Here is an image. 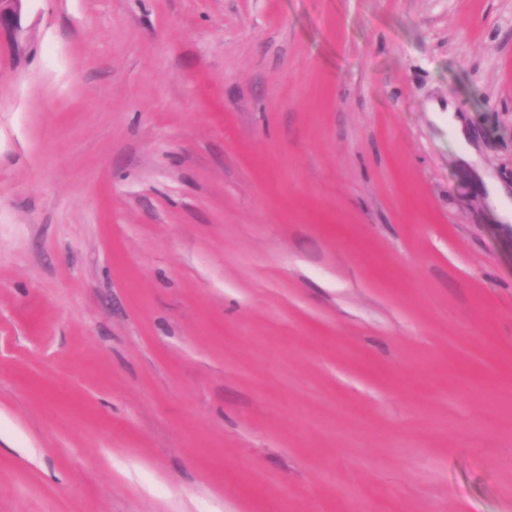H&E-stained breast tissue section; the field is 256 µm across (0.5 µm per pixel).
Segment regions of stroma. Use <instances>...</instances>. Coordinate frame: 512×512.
Returning a JSON list of instances; mask_svg holds the SVG:
<instances>
[{
	"label": "stroma",
	"mask_w": 512,
	"mask_h": 512,
	"mask_svg": "<svg viewBox=\"0 0 512 512\" xmlns=\"http://www.w3.org/2000/svg\"><path fill=\"white\" fill-rule=\"evenodd\" d=\"M448 97L512 193V0H24L0 512H512V224ZM430 110L438 114V119L448 118V132L456 141L464 146L463 151L459 154L460 159L466 165L478 168L476 151L468 141L467 119L465 116L458 114L460 112L455 102L448 98V108L446 110H443L438 104H432ZM442 112L447 113V116L446 114L443 115ZM479 172L482 176V180L486 188L487 200L492 207L497 219H499L502 224H509V221L512 223V212L500 206V200L506 196V191L495 179L486 174H483L481 171Z\"/></svg>",
	"instance_id": "1"
}]
</instances>
